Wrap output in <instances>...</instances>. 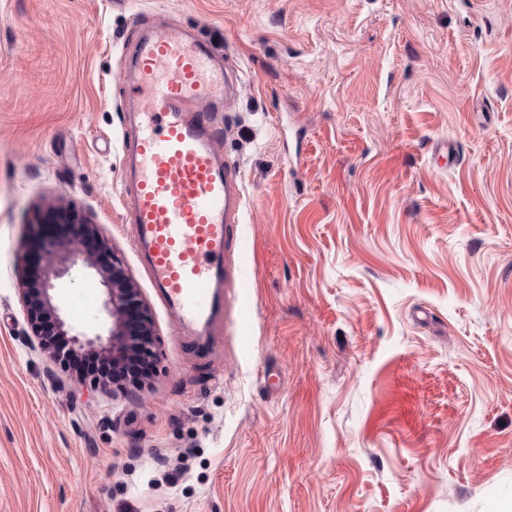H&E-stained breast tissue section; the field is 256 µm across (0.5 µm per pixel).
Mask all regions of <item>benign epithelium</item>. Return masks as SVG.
<instances>
[{"label": "benign epithelium", "instance_id": "1", "mask_svg": "<svg viewBox=\"0 0 512 512\" xmlns=\"http://www.w3.org/2000/svg\"><path fill=\"white\" fill-rule=\"evenodd\" d=\"M52 216L56 223L77 225L81 234L64 244L42 241L44 262L39 267L30 265L24 257L19 258V291L26 312L28 335L34 337L40 351L52 354L58 361L66 360L57 349L60 341L67 344L72 353L108 349L116 360L152 351L151 315L135 282L119 260L113 257L111 265L103 267L85 247L84 239L93 238L101 250L112 252V245L99 233L98 225L87 213L67 206L54 208ZM78 264L94 271L103 286L104 307L112 319V328L105 339L99 334L91 337L75 331L61 315L51 294L54 281ZM130 305L136 306L141 315L142 328L136 339L129 337L125 330L124 313Z\"/></svg>", "mask_w": 512, "mask_h": 512}]
</instances>
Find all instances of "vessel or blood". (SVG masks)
Returning a JSON list of instances; mask_svg holds the SVG:
<instances>
[{
    "instance_id": "vessel-or-blood-1",
    "label": "vessel or blood",
    "mask_w": 512,
    "mask_h": 512,
    "mask_svg": "<svg viewBox=\"0 0 512 512\" xmlns=\"http://www.w3.org/2000/svg\"><path fill=\"white\" fill-rule=\"evenodd\" d=\"M236 83L220 72L205 40L160 30L137 47L130 89L143 104V121L132 132L135 244L181 329L211 319L220 262L245 207L239 169L219 162L209 118Z\"/></svg>"
}]
</instances>
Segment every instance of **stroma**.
Returning a JSON list of instances; mask_svg holds the SVG:
<instances>
[{
	"mask_svg": "<svg viewBox=\"0 0 512 512\" xmlns=\"http://www.w3.org/2000/svg\"><path fill=\"white\" fill-rule=\"evenodd\" d=\"M167 28L238 75L222 264L250 268L247 314L182 333L131 246L119 81ZM53 201L150 309L142 385L30 346ZM54 299L109 322L92 272ZM0 512H512V0H0Z\"/></svg>",
	"mask_w": 512,
	"mask_h": 512,
	"instance_id": "35a3bbf8",
	"label": "stroma"
}]
</instances>
